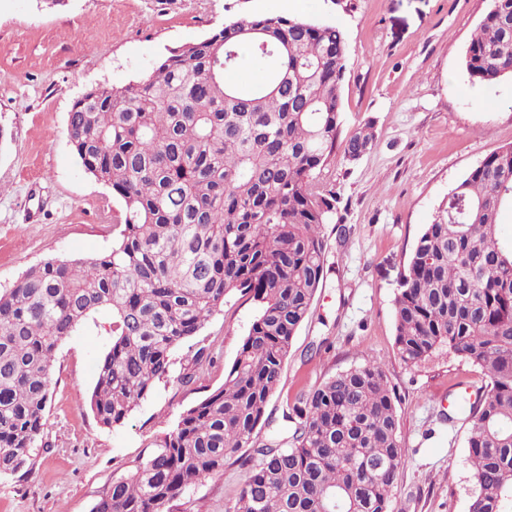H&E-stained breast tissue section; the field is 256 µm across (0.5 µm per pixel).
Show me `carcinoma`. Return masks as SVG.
I'll use <instances>...</instances> for the list:
<instances>
[{
	"label": "carcinoma",
	"mask_w": 512,
	"mask_h": 512,
	"mask_svg": "<svg viewBox=\"0 0 512 512\" xmlns=\"http://www.w3.org/2000/svg\"><path fill=\"white\" fill-rule=\"evenodd\" d=\"M245 57L258 77L227 79ZM346 64L334 25L247 15L167 50L142 78L93 86L74 102L70 143L120 201V231L111 250L48 258L0 291V478L50 447L56 354L79 326L112 312L89 406L113 428L170 376L172 350L239 293L258 313L224 384L182 411L90 512H173L192 484L224 475L227 456L250 447L253 465L224 512H391L406 448L382 361L300 393L252 447L257 428L272 424L269 401L327 275L323 228L336 195L318 176L336 156ZM463 66L481 84L512 77V0H490ZM373 138L370 125L355 131L344 159L356 161ZM506 209L512 146L448 193L396 285L401 361L419 365L446 347L485 379L462 410L475 484L468 512H512V246L497 234ZM211 361L198 352L180 381L193 383Z\"/></svg>",
	"instance_id": "cac0c4a2"
}]
</instances>
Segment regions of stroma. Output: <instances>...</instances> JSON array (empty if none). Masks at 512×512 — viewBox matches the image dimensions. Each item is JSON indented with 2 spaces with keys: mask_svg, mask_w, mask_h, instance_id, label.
I'll list each match as a JSON object with an SVG mask.
<instances>
[{
  "mask_svg": "<svg viewBox=\"0 0 512 512\" xmlns=\"http://www.w3.org/2000/svg\"><path fill=\"white\" fill-rule=\"evenodd\" d=\"M490 0H0V291L51 257L87 260L110 250L118 203L87 174L66 134L74 100L93 85L143 77L166 49L244 15L338 26L348 47L342 136L365 123L374 141L359 160L336 156L320 176L338 204L324 232L326 280L298 330L268 411L336 372L377 358L399 396L406 460L393 512H468V427L448 392L481 384L448 350L418 366L394 347L396 281L439 202L487 155L512 145V79L472 82L462 58ZM256 314L225 299L201 332L172 353V371L127 422L100 425L88 404L109 341L110 311L60 346L47 428L24 475L0 479V512H90L114 477L224 383ZM214 361L180 381L198 349ZM246 476L239 454L222 476L192 486L179 512H224Z\"/></svg>",
  "mask_w": 512,
  "mask_h": 512,
  "instance_id": "1",
  "label": "stroma"
}]
</instances>
